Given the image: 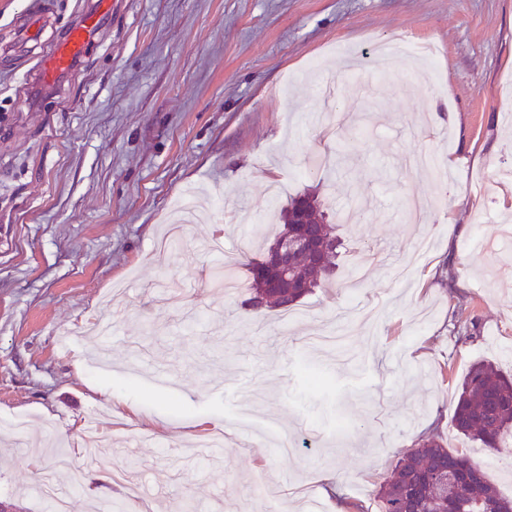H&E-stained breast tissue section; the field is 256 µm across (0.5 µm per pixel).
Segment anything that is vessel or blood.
<instances>
[{"mask_svg": "<svg viewBox=\"0 0 512 512\" xmlns=\"http://www.w3.org/2000/svg\"><path fill=\"white\" fill-rule=\"evenodd\" d=\"M112 10V0H93L91 8L84 10L69 28L66 36L44 55L39 63L36 81L48 85L84 57L89 48L91 34L100 19Z\"/></svg>", "mask_w": 512, "mask_h": 512, "instance_id": "vessel-or-blood-1", "label": "vessel or blood"}]
</instances>
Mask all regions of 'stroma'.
<instances>
[{"label": "stroma", "mask_w": 512, "mask_h": 512, "mask_svg": "<svg viewBox=\"0 0 512 512\" xmlns=\"http://www.w3.org/2000/svg\"><path fill=\"white\" fill-rule=\"evenodd\" d=\"M91 2L0 0V498L53 512L50 470L67 512H378L432 434L511 498L451 408L472 362L512 368V0H115L42 93ZM385 40L445 90L407 85L410 57L376 80ZM421 152L446 178L407 168ZM304 192L344 242L334 275L251 311L241 255ZM414 193L436 204L409 224ZM111 11L112 0H94L93 6L79 15L66 36L42 57L36 76L37 83H53L61 73L70 70L76 61L84 57L89 48L91 33L100 19Z\"/></svg>", "instance_id": "35a3bbf8"}]
</instances>
